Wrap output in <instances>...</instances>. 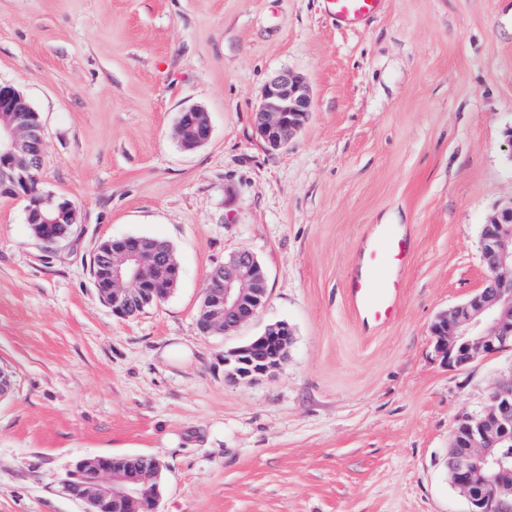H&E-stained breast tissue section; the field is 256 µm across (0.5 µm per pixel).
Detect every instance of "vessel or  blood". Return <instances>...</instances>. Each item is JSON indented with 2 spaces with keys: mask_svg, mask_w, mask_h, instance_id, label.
Here are the masks:
<instances>
[{
  "mask_svg": "<svg viewBox=\"0 0 512 512\" xmlns=\"http://www.w3.org/2000/svg\"><path fill=\"white\" fill-rule=\"evenodd\" d=\"M384 4L385 0H324L327 15L348 28L378 14ZM414 247L409 225L371 226L346 284L349 301L365 327H380L395 318Z\"/></svg>",
  "mask_w": 512,
  "mask_h": 512,
  "instance_id": "vessel-or-blood-1",
  "label": "vessel or blood"
}]
</instances>
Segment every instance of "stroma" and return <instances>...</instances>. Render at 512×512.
Returning <instances> with one entry per match:
<instances>
[{"label": "stroma", "instance_id": "obj_1", "mask_svg": "<svg viewBox=\"0 0 512 512\" xmlns=\"http://www.w3.org/2000/svg\"><path fill=\"white\" fill-rule=\"evenodd\" d=\"M284 70L313 112L272 150L255 110ZM0 83L40 114L39 188L79 212L49 244L0 197V512H82L65 474L122 455L163 462L158 512H467L449 440L512 352L452 368L431 326L481 286L482 227L512 200V0H386L354 29L323 0H0ZM194 105L212 136L186 150ZM374 224L410 225L415 251L396 319L369 332L345 285ZM128 235L167 241L181 278L119 318L91 260ZM240 250L266 303L201 334L205 281ZM278 322L286 362L228 375L225 355Z\"/></svg>", "mask_w": 512, "mask_h": 512}]
</instances>
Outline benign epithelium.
Instances as JSON below:
<instances>
[{
	"instance_id": "obj_1",
	"label": "benign epithelium",
	"mask_w": 512,
	"mask_h": 512,
	"mask_svg": "<svg viewBox=\"0 0 512 512\" xmlns=\"http://www.w3.org/2000/svg\"><path fill=\"white\" fill-rule=\"evenodd\" d=\"M19 89L0 83V195L30 201L27 220L44 225L40 239L52 241L57 228L76 224V207L50 193L32 198L27 193L31 170L43 154L41 135L15 124L14 112H27ZM196 131L187 146L209 141L212 125L208 113L186 108ZM312 100L301 80L283 71L267 81L261 91L256 125L260 138L280 149L310 120ZM481 260L486 275L480 288L466 301L438 317L432 325L434 347L443 362L463 368L480 355L512 351V201L497 207L481 234ZM100 248L109 261L103 270L101 297L112 313L129 318L137 313L135 299L159 272L161 263L151 244L135 239L112 248L105 240ZM219 287L204 291L198 324L209 331L232 330L254 317L265 303L267 276L256 256L241 250L224 260L214 272ZM286 323L277 324L249 344L224 358L236 378L247 380L268 373L283 362L292 341ZM512 378L500 383L481 412L456 420L448 452V470L454 485L466 496L469 512H512ZM163 465L154 460L153 473L134 467L113 468L112 458L101 456L78 462L68 472L64 493L84 506L83 512H105L113 501L125 512H156L159 491H148Z\"/></svg>"
}]
</instances>
